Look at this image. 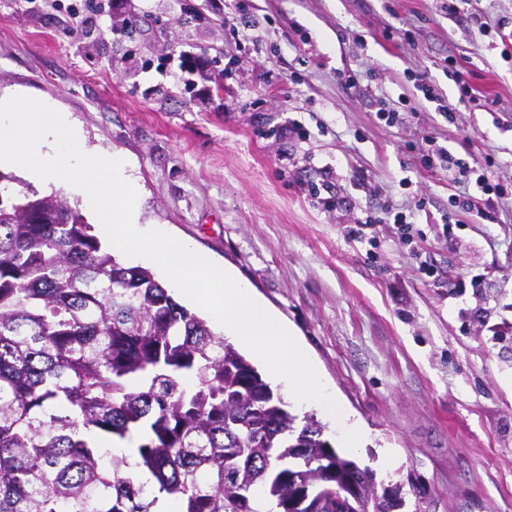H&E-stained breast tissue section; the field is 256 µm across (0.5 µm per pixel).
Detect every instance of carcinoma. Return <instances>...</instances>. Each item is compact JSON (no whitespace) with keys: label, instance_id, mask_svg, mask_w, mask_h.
I'll return each mask as SVG.
<instances>
[{"label":"carcinoma","instance_id":"cac0c4a2","mask_svg":"<svg viewBox=\"0 0 512 512\" xmlns=\"http://www.w3.org/2000/svg\"><path fill=\"white\" fill-rule=\"evenodd\" d=\"M81 211L36 191L0 201V512H288L313 473L318 512H365L314 415ZM143 433L135 460L108 447Z\"/></svg>","mask_w":512,"mask_h":512}]
</instances>
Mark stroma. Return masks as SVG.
Segmentation results:
<instances>
[{"instance_id":"stroma-1","label":"stroma","mask_w":512,"mask_h":512,"mask_svg":"<svg viewBox=\"0 0 512 512\" xmlns=\"http://www.w3.org/2000/svg\"><path fill=\"white\" fill-rule=\"evenodd\" d=\"M65 24L51 0H0V95L70 113L87 150L130 163L142 223L249 282L365 429L348 451L317 412L341 456L396 449L377 476L424 489L423 512H512V199L489 220L453 209L465 185L419 155L433 133L512 184V0H125L130 40ZM184 51L214 58L205 101L171 75ZM452 64L485 105L461 101ZM381 97L410 107L403 124L376 118ZM391 207L415 214L412 244L385 223L351 238Z\"/></svg>"}]
</instances>
